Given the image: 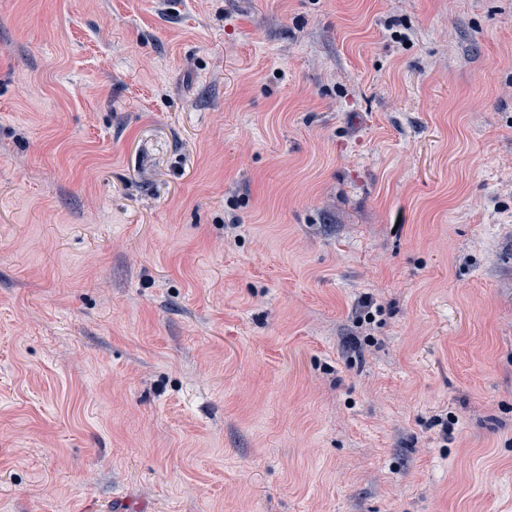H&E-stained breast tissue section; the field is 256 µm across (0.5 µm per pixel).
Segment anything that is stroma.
Instances as JSON below:
<instances>
[{
    "label": "stroma",
    "instance_id": "1",
    "mask_svg": "<svg viewBox=\"0 0 512 512\" xmlns=\"http://www.w3.org/2000/svg\"><path fill=\"white\" fill-rule=\"evenodd\" d=\"M0 512H512V0H0Z\"/></svg>",
    "mask_w": 512,
    "mask_h": 512
}]
</instances>
